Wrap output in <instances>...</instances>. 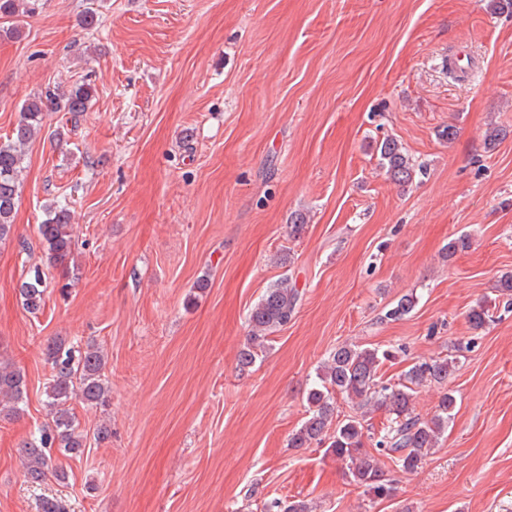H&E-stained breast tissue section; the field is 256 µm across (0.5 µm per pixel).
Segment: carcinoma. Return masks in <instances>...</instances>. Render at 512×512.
Masks as SVG:
<instances>
[{"label": "carcinoma", "mask_w": 512, "mask_h": 512, "mask_svg": "<svg viewBox=\"0 0 512 512\" xmlns=\"http://www.w3.org/2000/svg\"><path fill=\"white\" fill-rule=\"evenodd\" d=\"M32 10L26 0H0V32L9 37L20 34L23 17ZM91 99L90 87L77 84L68 90L48 87L22 105L12 135L0 141V241L13 231L23 170V147L40 131L47 113L85 112ZM376 149L379 167L398 185L408 186L415 164L401 144L385 139ZM38 235L49 262L67 265L73 245L68 203L52 207L48 217L38 225ZM46 289L44 273L38 268L33 269L19 287L23 306L31 313L40 311L45 305ZM297 301L298 291L286 278L266 289L248 314V343L239 353V367L245 368L255 362L257 350L264 347L268 335L288 324ZM415 306L416 297L405 294L386 311L385 318L401 320ZM489 318V308L483 304L472 308L468 314L474 330L483 329ZM44 354L52 370L46 391L50 419L20 448L25 475L35 484L50 478L66 481L68 474L57 465V456L77 458L87 447V433L79 427L71 401L103 404L109 393L104 375L106 359L98 346L90 343L82 346L54 338L47 341ZM394 359L396 352L391 348L346 344L331 351L321 365L319 382L307 392L308 416L289 438L291 448H308L314 443L326 446L325 453L341 464L349 481L379 500L393 498L396 487L394 480L385 477L378 455L391 456L403 474L416 471L447 430L456 404L455 397L448 392V377L455 369V359L415 360L402 372L399 382L385 383L381 381L380 367ZM426 383L441 386L443 393L433 415L422 419L414 414L413 396L415 389ZM25 393L26 381L21 370L7 361H0V416H18ZM338 396L357 404L360 409L370 407L387 412V424L380 431L375 447H368L369 429L363 416L358 414L337 422L333 433H328Z\"/></svg>", "instance_id": "carcinoma-1"}]
</instances>
